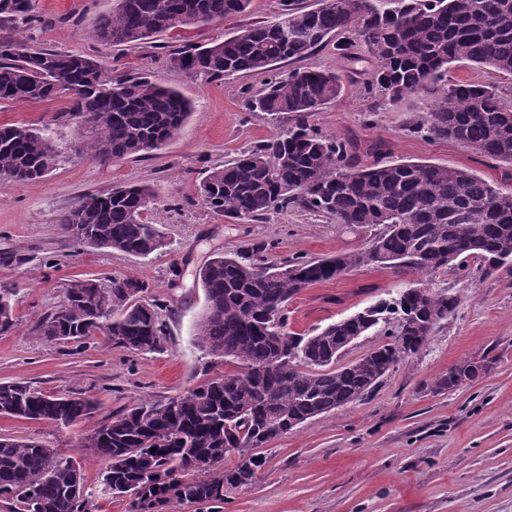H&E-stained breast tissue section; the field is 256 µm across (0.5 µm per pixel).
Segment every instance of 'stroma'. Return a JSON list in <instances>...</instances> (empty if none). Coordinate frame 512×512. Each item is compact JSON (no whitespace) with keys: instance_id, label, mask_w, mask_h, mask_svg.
Returning a JSON list of instances; mask_svg holds the SVG:
<instances>
[{"instance_id":"obj_1","label":"stroma","mask_w":512,"mask_h":512,"mask_svg":"<svg viewBox=\"0 0 512 512\" xmlns=\"http://www.w3.org/2000/svg\"><path fill=\"white\" fill-rule=\"evenodd\" d=\"M111 6L112 0H38V21L21 31L33 44L100 57L117 72L149 75L180 90L192 112L162 150L103 162L85 149L89 130L63 118L67 97L0 101V125L50 127L59 154L37 181L0 183V288L13 289L15 314L14 328L0 334V382L28 381L59 395L83 391L99 403L93 418L67 428L0 417V436L34 438L58 449L80 463L90 486L101 465L81 437L100 419L182 394L227 370L221 361L204 368L194 343L205 307L197 273L210 258L265 242L270 262L318 260L367 248L380 232L297 208L237 223L191 201L206 170L287 129L291 120L250 108L266 74L200 84L169 68L166 57L186 44L222 41L242 25L276 20L283 0H251L242 16L126 49L88 35L96 16ZM305 67L346 76L344 97L310 123L324 137L355 140L363 163L374 162L378 144L389 161L454 166L512 186L511 166L454 141L413 133L430 104L427 96L414 93L381 105L367 97L363 85L373 63L363 45L345 58L329 43L304 59L281 62L279 72ZM123 184L148 185L155 195L148 219L166 245L151 257L76 244L57 222L82 197ZM126 275L148 283V299L161 305L162 351L133 352L98 335L80 346L40 335L39 320L59 305L69 281L92 279L106 288ZM412 283L448 290L457 308L418 355L396 364L368 394L259 448L263 467L251 484L225 488L221 512H512V280L484 276L474 258L457 273L364 266L296 295L286 311L288 328L314 334ZM464 360L483 363L482 376L453 391L439 389L438 381Z\"/></svg>"}]
</instances>
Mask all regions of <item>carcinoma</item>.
Listing matches in <instances>:
<instances>
[{"mask_svg":"<svg viewBox=\"0 0 512 512\" xmlns=\"http://www.w3.org/2000/svg\"><path fill=\"white\" fill-rule=\"evenodd\" d=\"M251 0H113L89 35L113 47H135L167 32L180 33L244 14ZM35 0H0V100L51 101L67 92V115L92 132L87 149L120 161L161 148L191 112L179 91L147 76L112 75L88 55L38 47L15 35L35 19ZM336 39L344 51L359 40L375 60L372 97H431L414 130L453 140L479 156L512 166V104L492 85L454 80L452 69L472 65L512 77V0H320L319 7L286 8L271 24H250L221 42L185 45L169 67L210 83L239 72L267 73L253 109L290 114L291 127L208 169L196 199L234 220L263 218L298 207L348 227L381 225L365 250L317 261L299 257L272 264L256 243L243 254L212 258L198 273L206 306L195 343L204 355L238 364L165 401L114 414L92 430L90 448L105 464L101 493L129 498V512H167L174 503H222L224 487L247 485L262 460L253 453L308 419L367 393L399 358L385 344L336 366L338 347L377 328L403 334L418 354L457 306L448 290L405 291L312 336L288 331L285 311L303 289L378 264L432 272L458 270L469 258L496 274L512 260V198L506 189L468 170L443 164L378 160L362 163L358 144L328 139L309 118L340 99V74L314 68L286 77L284 60L303 59ZM53 139L41 129L0 125V182L42 177L56 164ZM154 194L119 185L87 196L59 216L64 232L89 247L146 258L163 245L146 221ZM149 285L133 277L102 288L70 281L58 307L38 324L52 341L77 343L96 334L140 352L162 350L158 304L142 299ZM15 325L10 292H0V333ZM482 368L463 361L438 386L455 390ZM96 401L82 392L57 396L23 382L0 383V416L69 427L89 418ZM237 465L217 469L224 454ZM0 500L10 512H97L84 491L82 469L33 439L0 436Z\"/></svg>","mask_w":512,"mask_h":512,"instance_id":"obj_1","label":"carcinoma"}]
</instances>
